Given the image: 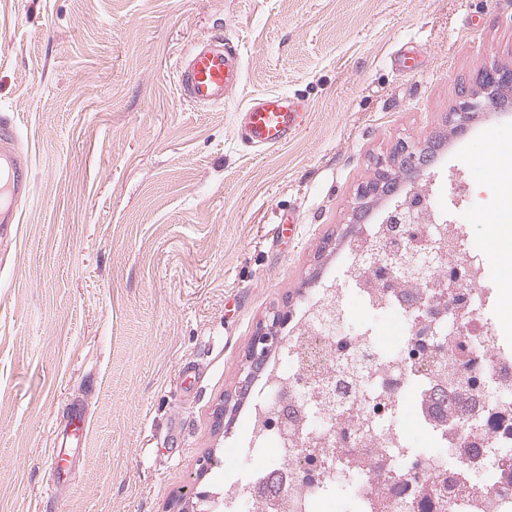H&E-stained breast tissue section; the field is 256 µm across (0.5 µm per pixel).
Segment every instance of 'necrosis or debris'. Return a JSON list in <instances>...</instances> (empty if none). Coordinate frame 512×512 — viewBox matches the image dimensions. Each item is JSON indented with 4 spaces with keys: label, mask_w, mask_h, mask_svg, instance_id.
<instances>
[{
    "label": "necrosis or debris",
    "mask_w": 512,
    "mask_h": 512,
    "mask_svg": "<svg viewBox=\"0 0 512 512\" xmlns=\"http://www.w3.org/2000/svg\"><path fill=\"white\" fill-rule=\"evenodd\" d=\"M402 245L438 268L409 290L356 282L365 310L392 318L395 352L379 350L345 314L305 306L288 343V366L266 382V403L292 416L265 435L283 512H321L346 488L356 512H512V348L483 315L485 265L428 197L423 221ZM435 315L425 318L420 300ZM468 390L466 406L439 423L433 395L446 388L443 362ZM436 451H414L402 430L404 394Z\"/></svg>",
    "instance_id": "obj_1"
}]
</instances>
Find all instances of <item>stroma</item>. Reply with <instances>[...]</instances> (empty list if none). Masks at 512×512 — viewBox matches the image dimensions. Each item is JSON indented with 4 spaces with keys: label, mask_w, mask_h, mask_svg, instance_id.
<instances>
[{
    "label": "stroma",
    "mask_w": 512,
    "mask_h": 512,
    "mask_svg": "<svg viewBox=\"0 0 512 512\" xmlns=\"http://www.w3.org/2000/svg\"><path fill=\"white\" fill-rule=\"evenodd\" d=\"M217 36L243 80L190 106L176 62ZM493 63L512 65V0H0V121L29 169L0 239V512H169L201 490L236 512L276 464L249 432V344L344 274L358 188L403 142L433 159L402 189L470 183L439 202L486 258L483 314L511 346L512 268L488 240L512 225V89L448 123ZM272 91L310 120L259 152L236 116ZM52 446L70 456L54 483Z\"/></svg>",
    "instance_id": "obj_1"
}]
</instances>
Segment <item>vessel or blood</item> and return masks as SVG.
I'll return each instance as SVG.
<instances>
[{"mask_svg":"<svg viewBox=\"0 0 512 512\" xmlns=\"http://www.w3.org/2000/svg\"><path fill=\"white\" fill-rule=\"evenodd\" d=\"M237 50L221 45H197L180 59L176 69L181 95L192 104L219 106L242 80ZM308 106L299 98L268 92L253 98L238 114L242 142L255 149L282 146L307 122Z\"/></svg>","mask_w":512,"mask_h":512,"instance_id":"obj_1","label":"vessel or blood"}]
</instances>
